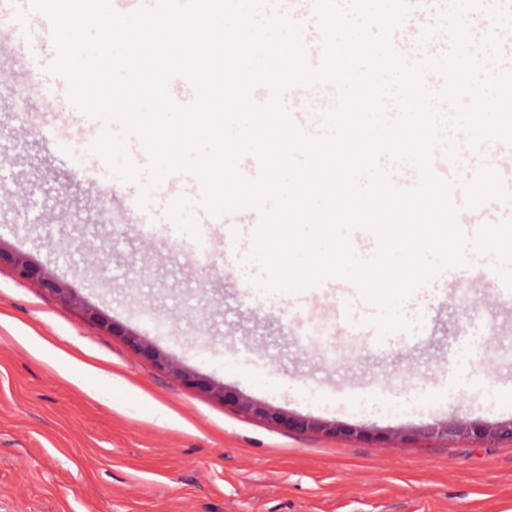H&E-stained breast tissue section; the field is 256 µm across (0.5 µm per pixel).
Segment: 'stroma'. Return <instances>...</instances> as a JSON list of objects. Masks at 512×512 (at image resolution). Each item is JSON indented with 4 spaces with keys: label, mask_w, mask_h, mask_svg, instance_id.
I'll use <instances>...</instances> for the list:
<instances>
[{
    "label": "stroma",
    "mask_w": 512,
    "mask_h": 512,
    "mask_svg": "<svg viewBox=\"0 0 512 512\" xmlns=\"http://www.w3.org/2000/svg\"><path fill=\"white\" fill-rule=\"evenodd\" d=\"M0 86V247L28 257L76 297L68 304L0 264V512H512V442L428 437L463 419H512V307L496 295L499 260L467 248L402 305L416 332L336 363L301 343L310 326L349 342L363 316L342 299L291 293L239 299L263 273L238 246L188 266L202 221L185 186L161 183L147 208L139 184L107 175L109 202L82 170L92 137L81 113L22 123ZM462 167L479 224L512 171L489 186ZM25 181L31 198L9 192ZM76 224H42L46 211ZM162 224L168 242L133 227ZM100 314L94 322L92 314ZM222 384L225 399L181 386L124 338ZM245 396L343 427L299 434L241 413Z\"/></svg>",
    "instance_id": "stroma-1"
}]
</instances>
